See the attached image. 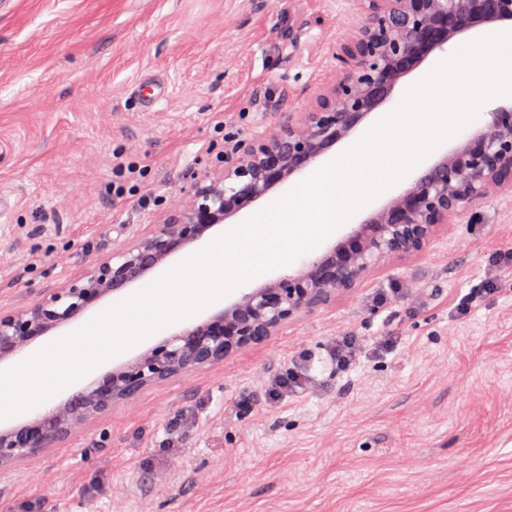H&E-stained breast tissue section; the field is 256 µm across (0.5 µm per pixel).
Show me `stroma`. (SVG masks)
Here are the masks:
<instances>
[{"instance_id":"stroma-1","label":"stroma","mask_w":512,"mask_h":512,"mask_svg":"<svg viewBox=\"0 0 512 512\" xmlns=\"http://www.w3.org/2000/svg\"><path fill=\"white\" fill-rule=\"evenodd\" d=\"M357 19L356 0H0V307L164 222L221 133L307 110ZM142 79L161 89L149 109ZM119 156L150 171L117 198ZM339 336L361 352L337 372L317 356ZM303 351L307 385L271 396ZM0 512H512V194L0 472Z\"/></svg>"}]
</instances>
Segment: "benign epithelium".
<instances>
[{
    "label": "benign epithelium",
    "instance_id": "obj_1",
    "mask_svg": "<svg viewBox=\"0 0 512 512\" xmlns=\"http://www.w3.org/2000/svg\"><path fill=\"white\" fill-rule=\"evenodd\" d=\"M361 21L340 43L337 81L306 112L268 137L224 150L221 169L188 191L162 224L78 278L20 309H0V361L140 281L224 219L249 210L304 172L386 102L399 80L477 26L512 25V0H357ZM497 189L512 193V107L420 174L326 253L270 280L207 320L190 324L27 422L0 428V471L39 458L80 425L172 377L222 363L269 342L301 316L351 294L375 269L427 252L464 213Z\"/></svg>",
    "mask_w": 512,
    "mask_h": 512
}]
</instances>
